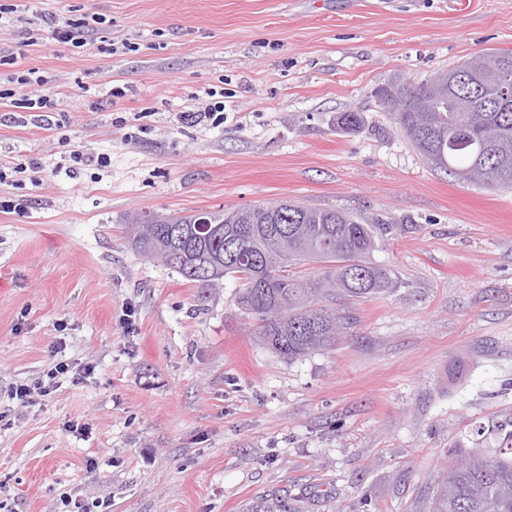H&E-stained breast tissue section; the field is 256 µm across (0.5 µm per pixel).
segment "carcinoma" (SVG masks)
Here are the masks:
<instances>
[{"instance_id":"1","label":"carcinoma","mask_w":512,"mask_h":512,"mask_svg":"<svg viewBox=\"0 0 512 512\" xmlns=\"http://www.w3.org/2000/svg\"><path fill=\"white\" fill-rule=\"evenodd\" d=\"M434 111L427 113L425 134L405 126L413 113L395 112L404 136L434 169L466 182L467 171H478L476 184L489 189L512 188V100L492 105L484 95L465 88L457 93L429 80L416 86ZM468 123L473 136L489 137L486 150L472 155L464 149L445 153L446 161L431 155L448 132ZM214 230L197 234L193 216L171 224L137 225L127 218L134 249L161 261L186 281L219 288L225 277L240 282L239 304L255 321V333L268 348L296 360L329 345L350 323V312L333 305L338 296L373 298L399 287L395 273L371 264L374 227L338 209L293 205L281 227L288 235L269 230L270 214L258 204L235 210L210 212ZM324 264L312 278L290 273L304 261ZM428 512H512V446L492 456L472 454L448 468L446 478L427 505Z\"/></svg>"}]
</instances>
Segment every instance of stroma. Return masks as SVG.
<instances>
[{
	"mask_svg": "<svg viewBox=\"0 0 512 512\" xmlns=\"http://www.w3.org/2000/svg\"><path fill=\"white\" fill-rule=\"evenodd\" d=\"M84 13L104 18L84 46L53 40L47 16ZM504 49L512 0H35L1 31L0 80L39 71L68 140L0 100V161H43L0 183L24 206L0 212V512H424L449 463L501 447L512 190L428 167L373 92ZM213 91L223 125H184ZM73 149L111 163L69 179ZM281 199L378 225L369 260L400 281L296 361L256 339L235 280L188 283L124 234L133 210ZM62 360L94 372L11 399Z\"/></svg>",
	"mask_w": 512,
	"mask_h": 512,
	"instance_id": "1",
	"label": "stroma"
}]
</instances>
